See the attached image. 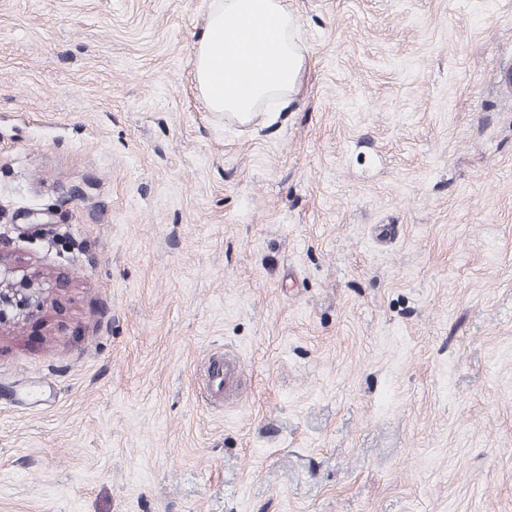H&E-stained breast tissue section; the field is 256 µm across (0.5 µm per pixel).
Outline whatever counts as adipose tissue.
Instances as JSON below:
<instances>
[{
	"label": "adipose tissue",
	"instance_id": "obj_1",
	"mask_svg": "<svg viewBox=\"0 0 512 512\" xmlns=\"http://www.w3.org/2000/svg\"><path fill=\"white\" fill-rule=\"evenodd\" d=\"M298 29L285 0H210L192 55L208 110L246 120L259 105L275 112L299 97L305 57Z\"/></svg>",
	"mask_w": 512,
	"mask_h": 512
}]
</instances>
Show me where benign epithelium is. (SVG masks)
Instances as JSON below:
<instances>
[{
  "label": "benign epithelium",
  "instance_id": "7a95c632",
  "mask_svg": "<svg viewBox=\"0 0 512 512\" xmlns=\"http://www.w3.org/2000/svg\"><path fill=\"white\" fill-rule=\"evenodd\" d=\"M49 302V291L42 282L20 272L0 256L1 329L31 323Z\"/></svg>",
  "mask_w": 512,
  "mask_h": 512
}]
</instances>
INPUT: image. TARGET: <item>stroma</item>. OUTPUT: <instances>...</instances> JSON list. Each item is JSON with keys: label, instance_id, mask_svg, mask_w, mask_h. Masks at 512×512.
Returning a JSON list of instances; mask_svg holds the SVG:
<instances>
[{"label": "stroma", "instance_id": "1", "mask_svg": "<svg viewBox=\"0 0 512 512\" xmlns=\"http://www.w3.org/2000/svg\"><path fill=\"white\" fill-rule=\"evenodd\" d=\"M209 2L0 0V512H512V0H288L246 123ZM298 29L285 0H211L192 55L208 110L248 120L260 104L277 112L299 97L306 64ZM245 68L252 73L248 80L241 77ZM8 263L0 254V328L24 326L48 306L50 294L42 282Z\"/></svg>", "mask_w": 512, "mask_h": 512}]
</instances>
